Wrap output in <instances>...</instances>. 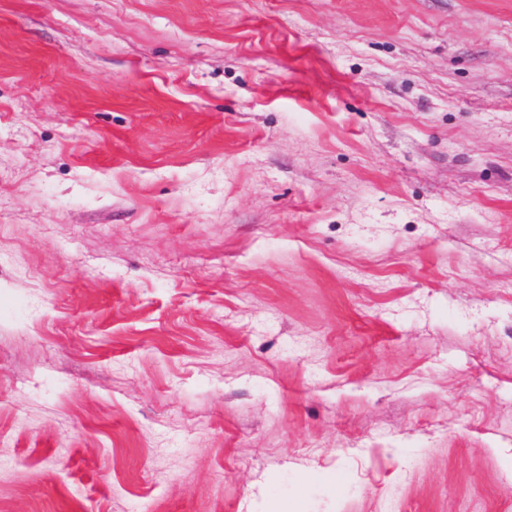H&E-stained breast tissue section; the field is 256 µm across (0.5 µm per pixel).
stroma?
I'll use <instances>...</instances> for the list:
<instances>
[{"label": "stroma", "mask_w": 512, "mask_h": 512, "mask_svg": "<svg viewBox=\"0 0 512 512\" xmlns=\"http://www.w3.org/2000/svg\"><path fill=\"white\" fill-rule=\"evenodd\" d=\"M0 512H512V0H0Z\"/></svg>", "instance_id": "obj_1"}]
</instances>
